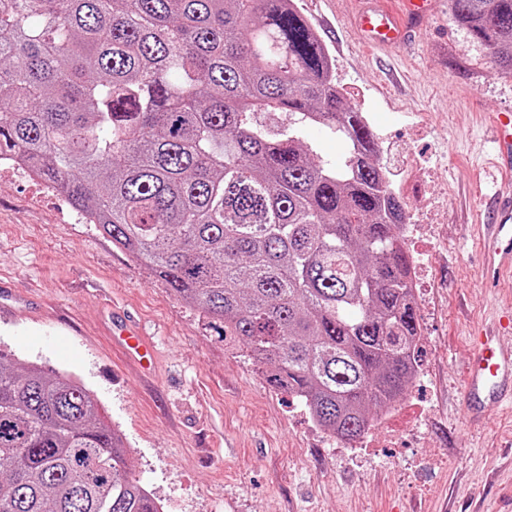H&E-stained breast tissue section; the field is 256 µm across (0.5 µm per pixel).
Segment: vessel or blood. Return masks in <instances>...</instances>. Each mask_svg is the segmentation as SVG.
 <instances>
[{
    "instance_id": "1",
    "label": "vessel or blood",
    "mask_w": 512,
    "mask_h": 512,
    "mask_svg": "<svg viewBox=\"0 0 512 512\" xmlns=\"http://www.w3.org/2000/svg\"><path fill=\"white\" fill-rule=\"evenodd\" d=\"M354 19L359 39L374 47L403 44L408 31L403 22L412 17L425 21L433 0H363ZM491 162L497 173L512 169V113H497L489 129ZM484 247L491 275H512V197L499 198ZM465 392L473 419L496 412L512 400V350L501 346L494 334L477 331L471 336L465 368Z\"/></svg>"
}]
</instances>
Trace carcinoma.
I'll list each match as a JSON object with an SVG mask.
<instances>
[{
	"label": "carcinoma",
	"instance_id": "obj_1",
	"mask_svg": "<svg viewBox=\"0 0 512 512\" xmlns=\"http://www.w3.org/2000/svg\"><path fill=\"white\" fill-rule=\"evenodd\" d=\"M512 78V0H448ZM281 115V123L263 121ZM349 144L333 164L305 142ZM354 441L415 377L400 198L294 0H0V157ZM67 373L0 350V512H162Z\"/></svg>",
	"mask_w": 512,
	"mask_h": 512
}]
</instances>
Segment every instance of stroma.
I'll list each match as a JSON object with an SVG mask.
<instances>
[{
	"mask_svg": "<svg viewBox=\"0 0 512 512\" xmlns=\"http://www.w3.org/2000/svg\"><path fill=\"white\" fill-rule=\"evenodd\" d=\"M297 2L344 92L376 113L394 191L421 161L448 159L420 202L402 200L437 214L406 245L430 286L418 310L420 370L403 399L357 442H337L225 345L220 322L174 298L62 192L22 171L0 177V286L23 301L15 319H0V349L92 390L163 512H512V409L470 423L464 390L471 331L512 306V277L483 285L474 225L486 168L477 147L489 115L512 112V78L453 22L447 0L392 51L357 39L358 0ZM121 320L157 347L154 371L119 347Z\"/></svg>",
	"mask_w": 512,
	"mask_h": 512,
	"instance_id": "35a3bbf8",
	"label": "stroma"
}]
</instances>
